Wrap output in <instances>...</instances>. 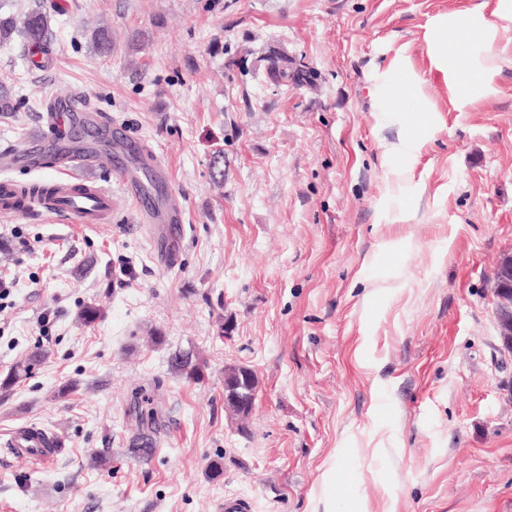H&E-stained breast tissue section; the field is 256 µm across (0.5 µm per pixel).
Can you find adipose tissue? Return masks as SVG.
Returning a JSON list of instances; mask_svg holds the SVG:
<instances>
[{
	"label": "adipose tissue",
	"mask_w": 512,
	"mask_h": 512,
	"mask_svg": "<svg viewBox=\"0 0 512 512\" xmlns=\"http://www.w3.org/2000/svg\"><path fill=\"white\" fill-rule=\"evenodd\" d=\"M512 22V0H499L492 14H485L482 8L451 16H441L432 23L433 30L440 36L429 43L432 56L437 64L454 60L455 66L448 72V79L454 86L459 105H467L477 96L491 89L494 67L475 61L468 50L469 36L475 29H482L487 40H494L500 23ZM448 30L457 31L456 39H445ZM406 94L415 111L428 114L421 93V81L418 76L405 72L402 67L385 71L376 83L373 95L382 105L394 104L399 94Z\"/></svg>",
	"instance_id": "ef3b65f1"
}]
</instances>
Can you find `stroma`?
Instances as JSON below:
<instances>
[{"label": "stroma", "instance_id": "1", "mask_svg": "<svg viewBox=\"0 0 512 512\" xmlns=\"http://www.w3.org/2000/svg\"><path fill=\"white\" fill-rule=\"evenodd\" d=\"M496 3L0 0L51 29L42 68L20 39L0 46V90L21 102L0 112V151L25 153L47 102L81 94L143 139L185 206L172 255L117 184L106 228L0 213L16 282L0 438L35 425L62 444L46 468L0 454V512H219L231 494L253 512H512L492 288L512 253V23L491 92L464 107L429 50L436 17ZM398 58L429 121L377 109ZM87 305L103 311L91 325ZM187 353L200 381L175 367ZM228 364L258 380L242 423L224 409ZM154 386L160 431L134 458Z\"/></svg>", "mask_w": 512, "mask_h": 512}]
</instances>
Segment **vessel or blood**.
Masks as SVG:
<instances>
[{
  "label": "vessel or blood",
  "instance_id": "b4317fda",
  "mask_svg": "<svg viewBox=\"0 0 512 512\" xmlns=\"http://www.w3.org/2000/svg\"><path fill=\"white\" fill-rule=\"evenodd\" d=\"M41 119L46 134L33 139L23 160L30 169L49 164L53 199L34 193L19 196L20 181L0 180V211L22 216L40 211L80 228H95L112 220L111 188L86 182L83 168H105L119 177L125 193L147 224H179L184 205L173 190L167 169L149 154L138 138L110 122L76 94L53 100ZM10 455L50 465L60 453L55 439L35 426L13 429L5 442Z\"/></svg>",
  "mask_w": 512,
  "mask_h": 512
}]
</instances>
